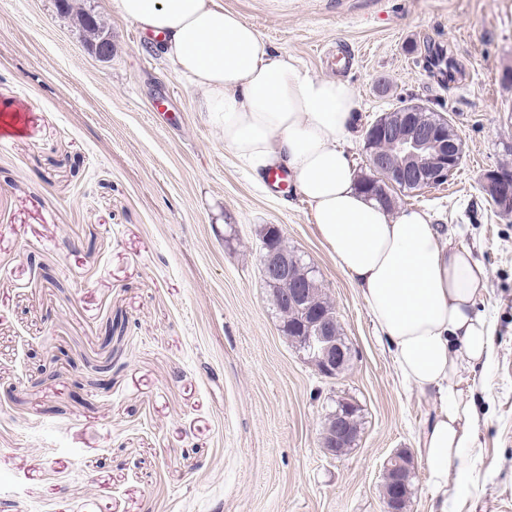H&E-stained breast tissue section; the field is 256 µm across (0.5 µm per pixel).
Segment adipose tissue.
<instances>
[{
  "mask_svg": "<svg viewBox=\"0 0 512 512\" xmlns=\"http://www.w3.org/2000/svg\"><path fill=\"white\" fill-rule=\"evenodd\" d=\"M169 68L202 89L208 126L257 180L288 169L337 265L392 344L402 380L431 394L420 448L438 512H455L448 475L469 479L477 411L464 368L491 355L492 324L476 302L485 267L441 238L427 214L393 213L357 187L343 148L356 111L351 86L279 53L217 0H112Z\"/></svg>",
  "mask_w": 512,
  "mask_h": 512,
  "instance_id": "1",
  "label": "adipose tissue"
}]
</instances>
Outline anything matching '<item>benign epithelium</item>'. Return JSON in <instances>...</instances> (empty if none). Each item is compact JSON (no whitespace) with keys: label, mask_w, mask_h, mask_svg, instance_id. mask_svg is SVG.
I'll return each instance as SVG.
<instances>
[{"label":"benign epithelium","mask_w":512,"mask_h":512,"mask_svg":"<svg viewBox=\"0 0 512 512\" xmlns=\"http://www.w3.org/2000/svg\"><path fill=\"white\" fill-rule=\"evenodd\" d=\"M428 111L430 108L423 104L406 103L363 129L364 141L382 135L392 141L394 148V155L388 159L365 153L366 171L357 179L371 193H379L386 184L400 183L421 189L444 184L459 167L464 145L458 130L442 116L424 126L415 121L416 113ZM481 189L502 214L512 212V180L488 170L482 175ZM260 263L267 281L288 283L276 296V302L298 312L294 327L298 348L307 355L319 375L329 379L340 375L351 358V350L336 340V317L309 302L313 268L272 241L265 242ZM354 409L353 401L340 399L336 409L324 418L321 445L335 459L345 455L359 441L360 432L350 423ZM389 482L394 483V489L393 493L385 495L384 512H410V501L403 500L401 495L405 477L398 454L390 458L385 468L384 483Z\"/></svg>","instance_id":"7a95c632"}]
</instances>
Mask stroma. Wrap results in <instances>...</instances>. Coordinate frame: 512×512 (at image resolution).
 <instances>
[{
    "instance_id": "stroma-1",
    "label": "stroma",
    "mask_w": 512,
    "mask_h": 512,
    "mask_svg": "<svg viewBox=\"0 0 512 512\" xmlns=\"http://www.w3.org/2000/svg\"><path fill=\"white\" fill-rule=\"evenodd\" d=\"M0 0V512H384L391 454L411 460V512H435L419 442L433 399L399 376L358 288L297 189L256 184L187 85L110 0ZM278 52L354 90L348 139L406 100L447 116L464 158L396 206L487 269L477 309L491 358L466 370L479 421L458 512H512V217L479 188L512 163V0H219ZM112 30L95 57L78 11ZM459 71L438 85L428 44ZM315 267L351 348L327 379L279 330L260 274L263 228ZM122 336L105 341L111 318ZM357 447L320 446L337 400Z\"/></svg>"
}]
</instances>
